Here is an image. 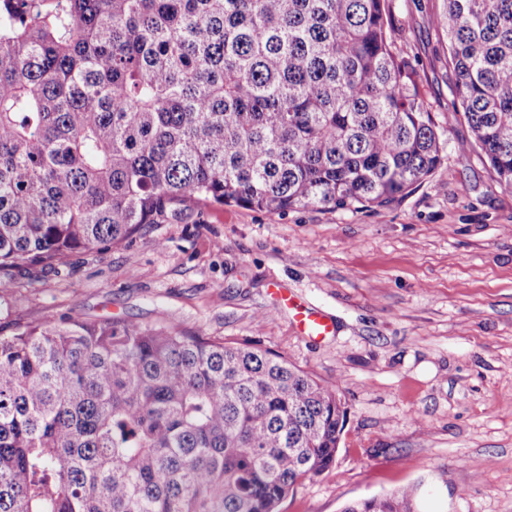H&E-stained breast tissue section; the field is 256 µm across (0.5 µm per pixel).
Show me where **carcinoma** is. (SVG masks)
Instances as JSON below:
<instances>
[{
    "mask_svg": "<svg viewBox=\"0 0 512 512\" xmlns=\"http://www.w3.org/2000/svg\"><path fill=\"white\" fill-rule=\"evenodd\" d=\"M437 22L458 149L512 188V0H443ZM444 159L386 0H0V270L201 201L382 207ZM344 415L280 355L166 318L0 326V512H278Z\"/></svg>",
    "mask_w": 512,
    "mask_h": 512,
    "instance_id": "cac0c4a2",
    "label": "carcinoma"
}]
</instances>
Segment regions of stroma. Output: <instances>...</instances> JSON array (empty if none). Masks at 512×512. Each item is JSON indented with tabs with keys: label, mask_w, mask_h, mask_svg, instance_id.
<instances>
[{
	"label": "stroma",
	"mask_w": 512,
	"mask_h": 512,
	"mask_svg": "<svg viewBox=\"0 0 512 512\" xmlns=\"http://www.w3.org/2000/svg\"><path fill=\"white\" fill-rule=\"evenodd\" d=\"M394 48L416 68L446 158L380 208L270 214L199 204L52 270L0 272V322L45 314L249 342L336 387L334 463L278 512H343L411 487L416 512H512V190L451 111L440 0H387ZM283 286L335 324L299 334L272 311Z\"/></svg>",
	"instance_id": "obj_1"
}]
</instances>
